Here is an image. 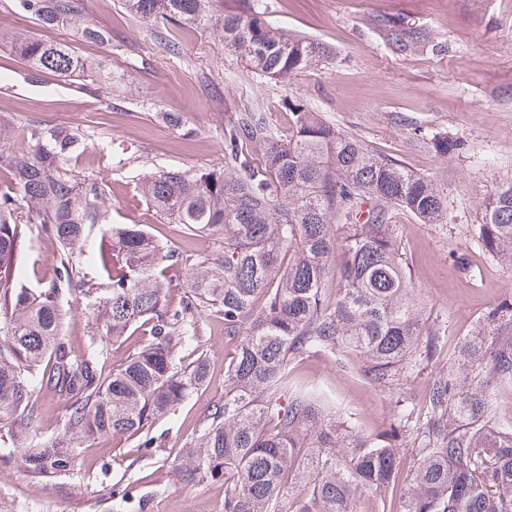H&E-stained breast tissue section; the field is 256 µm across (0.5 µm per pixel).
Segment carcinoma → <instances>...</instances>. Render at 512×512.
Listing matches in <instances>:
<instances>
[{
    "mask_svg": "<svg viewBox=\"0 0 512 512\" xmlns=\"http://www.w3.org/2000/svg\"><path fill=\"white\" fill-rule=\"evenodd\" d=\"M156 24L169 52L179 39L166 23L221 28L224 46L250 72L279 83L332 57L324 44L271 25L259 10L224 13L218 0H124ZM16 9L47 29L68 28L77 41L109 43L86 21L79 0H17ZM373 26L393 50L424 41L392 17ZM22 57L39 73L112 80L79 61L68 42L35 41ZM0 166L15 191L0 194V408L13 416L12 452L27 476L66 477L80 448L104 436L142 434L207 388L213 370L199 344L198 316L215 312L234 355L224 359V394L187 439L169 473L185 486L218 483L220 512H365L399 478L403 423L366 434L346 424L325 395L292 381L289 366L346 347L366 360V376L392 381L408 359H430L437 332L424 322L389 222L392 210L438 224L446 210L437 183L370 152L320 113L288 101V133L265 112H229L224 166L158 170L139 177L155 213L184 241L212 240L207 253L185 250L143 224L107 223L105 180L79 171L74 154L89 132L41 122L0 124ZM26 223L60 247L48 285H13ZM103 224L86 249V225ZM477 243L512 263V180L480 203ZM105 281L93 288L86 264ZM183 265L175 283L170 270ZM183 295L168 303L171 288ZM86 299L91 331L77 351L63 335L64 297ZM137 331L147 343L107 367L108 343ZM427 335L426 341L420 336ZM190 349L185 364L179 353ZM512 384V301L488 310L457 360L427 392L429 418L415 448L402 512H512V428L492 415L490 389ZM65 401L59 432H39L41 391Z\"/></svg>",
    "mask_w": 512,
    "mask_h": 512,
    "instance_id": "cac0c4a2",
    "label": "carcinoma"
}]
</instances>
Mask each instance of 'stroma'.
<instances>
[{
	"label": "stroma",
	"instance_id": "stroma-1",
	"mask_svg": "<svg viewBox=\"0 0 512 512\" xmlns=\"http://www.w3.org/2000/svg\"><path fill=\"white\" fill-rule=\"evenodd\" d=\"M80 4L87 20L111 29L112 43H80L76 52L110 72L111 86L34 74L20 58V45L69 34L34 24L17 11L15 0H0V121L94 132L95 147L76 164L86 174L107 176L113 223L169 232L170 224L148 210L136 175L222 167L225 113L251 108L281 117L289 99L442 189V223L422 224L399 211L391 217L425 326L439 333L437 356L408 361L382 387L366 378L365 359L346 349L290 367L295 380L322 388L344 419L365 431L387 429L395 410L409 408L414 427L406 437L415 439L416 425L426 420L432 378L454 361L491 307L512 299V266L483 254L473 233L482 199L512 179V0H222L230 11L260 6L272 25L335 51V60L286 85L247 72L215 29L181 34L179 52L172 55L156 44L153 26L126 15L121 0ZM378 15L403 20L424 32L426 41L394 52L371 25ZM167 112L181 115L182 126H169ZM439 136L462 146L441 155L433 147ZM56 255L54 241L38 235L35 225H23L20 283L36 287L33 269L52 271ZM199 334L214 364L212 382L155 426L164 437L155 461L176 458L224 391V358L234 347L220 315L202 314ZM11 426V414L0 410V512H119L120 500L112 495L118 484L148 499L146 512H218V486L189 488L165 474L147 481L134 437L93 440L73 474L34 482L7 455Z\"/></svg>",
	"mask_w": 512,
	"mask_h": 512
}]
</instances>
